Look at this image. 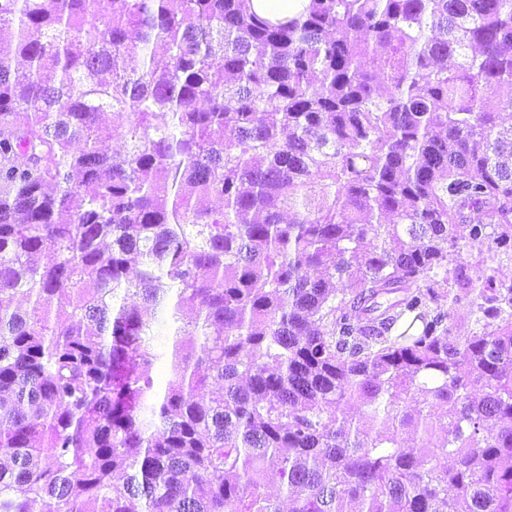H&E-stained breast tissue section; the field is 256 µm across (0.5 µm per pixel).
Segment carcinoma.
<instances>
[{"mask_svg": "<svg viewBox=\"0 0 512 512\" xmlns=\"http://www.w3.org/2000/svg\"><path fill=\"white\" fill-rule=\"evenodd\" d=\"M502 85L512 0H0V512H512ZM255 10L271 20H287L294 12L299 0H252Z\"/></svg>", "mask_w": 512, "mask_h": 512, "instance_id": "1", "label": "carcinoma"}]
</instances>
